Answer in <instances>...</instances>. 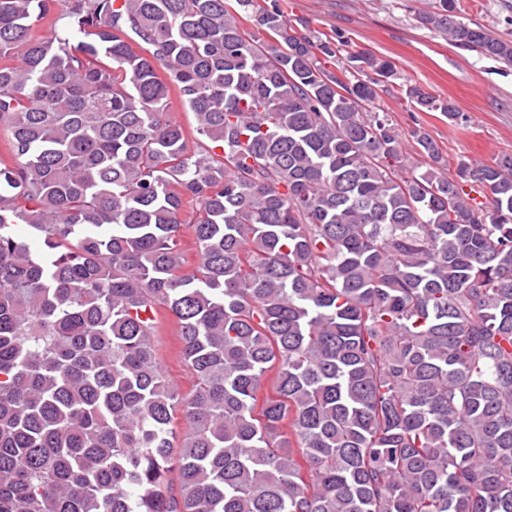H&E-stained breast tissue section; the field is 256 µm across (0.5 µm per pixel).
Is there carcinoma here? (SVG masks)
Instances as JSON below:
<instances>
[{
    "label": "carcinoma",
    "instance_id": "1",
    "mask_svg": "<svg viewBox=\"0 0 512 512\" xmlns=\"http://www.w3.org/2000/svg\"><path fill=\"white\" fill-rule=\"evenodd\" d=\"M345 46L278 0H0V512H512V153L407 151ZM178 346L174 319L163 311L155 336L158 358L167 376L181 389L188 391L193 385V378L177 354Z\"/></svg>",
    "mask_w": 512,
    "mask_h": 512
}]
</instances>
